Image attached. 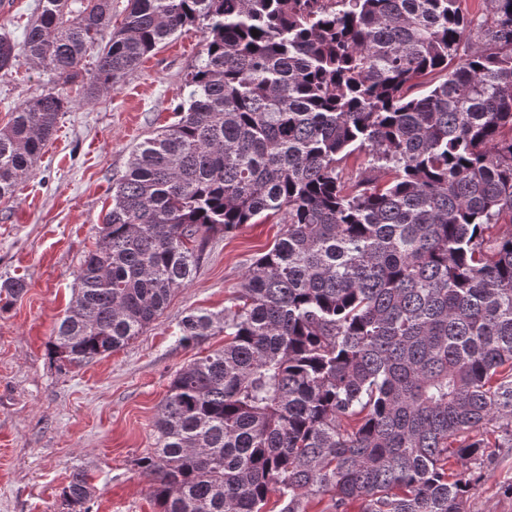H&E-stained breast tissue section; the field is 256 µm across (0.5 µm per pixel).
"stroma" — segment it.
<instances>
[{
    "label": "stroma",
    "instance_id": "35a3bbf8",
    "mask_svg": "<svg viewBox=\"0 0 512 512\" xmlns=\"http://www.w3.org/2000/svg\"><path fill=\"white\" fill-rule=\"evenodd\" d=\"M204 48L203 30L185 28L92 100L24 58L0 73V127L32 97L69 99L40 157L0 200V283H26L0 305V512H62L76 468L94 488L93 512H157L138 465L155 448L157 409L180 368L224 345L220 333L179 345L181 320L231 306L248 268L284 231L272 217L215 235L190 282L137 339L67 373L50 364L46 343L112 206V183L138 143L174 122ZM480 472L467 512H512V448L496 449Z\"/></svg>",
    "mask_w": 512,
    "mask_h": 512
}]
</instances>
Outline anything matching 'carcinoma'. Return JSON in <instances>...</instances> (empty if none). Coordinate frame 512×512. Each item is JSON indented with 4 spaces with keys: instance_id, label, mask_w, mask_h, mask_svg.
Returning a JSON list of instances; mask_svg holds the SVG:
<instances>
[{
    "instance_id": "carcinoma-1",
    "label": "carcinoma",
    "mask_w": 512,
    "mask_h": 512,
    "mask_svg": "<svg viewBox=\"0 0 512 512\" xmlns=\"http://www.w3.org/2000/svg\"><path fill=\"white\" fill-rule=\"evenodd\" d=\"M486 4L474 26L459 0H128L112 29V0H39L26 56L89 99L186 26L206 41L176 121L112 184L48 342L58 371L140 336L212 235L286 224L232 307L180 323L179 344L224 347L155 416L159 512H308L319 493L330 512H465L475 478L451 460L512 448V0ZM18 58L1 35L0 71ZM66 105L40 94L0 128V200ZM61 498L90 512L85 471Z\"/></svg>"
}]
</instances>
